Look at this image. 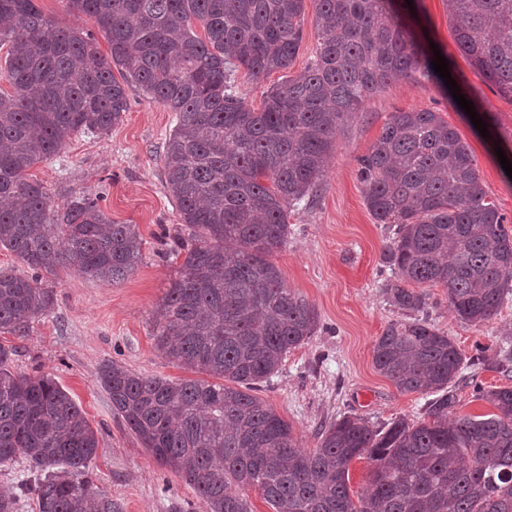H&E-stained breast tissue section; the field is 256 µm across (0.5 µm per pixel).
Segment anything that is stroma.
Returning a JSON list of instances; mask_svg holds the SVG:
<instances>
[{"label":"stroma","instance_id":"35a3bbf8","mask_svg":"<svg viewBox=\"0 0 512 512\" xmlns=\"http://www.w3.org/2000/svg\"><path fill=\"white\" fill-rule=\"evenodd\" d=\"M36 4L59 26L94 36L100 51H107L106 39L88 16L69 11L63 0ZM318 7L319 0H305L302 41L287 69L259 79L238 70L237 94L246 106L259 107L264 91L305 70L317 47ZM413 29L425 43L438 46L462 94L487 117L489 134L475 131L436 84L411 74L390 83L345 122L317 192L289 209L288 242L271 260L285 284L315 307L319 324L307 342L288 351L258 395L292 425L304 449L316 447L321 426L345 415L361 416L377 428L401 417L424 418L425 397L399 392L372 362L378 336L405 313L388 302L382 288L389 274L382 257L391 227L376 223L368 211L357 160L391 113L439 111L470 145L489 200L512 218V185L495 154L499 146L512 149V100L461 53L445 0H416ZM174 124L173 112L162 103L134 95L108 134H76L59 154L29 169V178L45 186L54 208L91 194L113 221L137 225L142 259L124 281L113 284L58 267L43 277L54 295L47 315L35 319L26 336L0 333V345L16 351L13 373L51 376L84 413L98 439L85 477L119 512H204L193 490L161 466L113 412L98 377L100 367L111 361L149 377L189 375L153 337L155 308L180 265L165 255L162 238L185 232L161 161ZM426 312L467 357L512 334V300L489 323L470 325L451 311L446 289L435 287Z\"/></svg>","mask_w":512,"mask_h":512}]
</instances>
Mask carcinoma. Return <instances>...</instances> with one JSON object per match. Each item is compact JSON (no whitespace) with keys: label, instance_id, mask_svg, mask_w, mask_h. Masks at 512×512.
<instances>
[{"label":"carcinoma","instance_id":"carcinoma-1","mask_svg":"<svg viewBox=\"0 0 512 512\" xmlns=\"http://www.w3.org/2000/svg\"><path fill=\"white\" fill-rule=\"evenodd\" d=\"M94 20L109 52L59 28L35 0H0L12 91H0V249L33 274L0 268V331L23 337L53 302L42 274L62 265L117 283L143 239L112 221L98 198L53 209L26 177L78 133L106 134L130 96L175 114L165 139L166 182L189 238L154 320L156 346L205 377H147L109 362L99 380L143 447L171 468L206 512H250L240 488L273 512H512V387L478 397L496 413L456 412L465 358L418 313L443 287L463 322H490L512 296V234L487 200L470 147L440 113H391L359 159L365 202L394 225L383 252L390 302L410 318L373 347L375 369L402 393L428 398V421L374 428L356 415L297 446L292 425L257 395L284 355L309 340L315 308L269 260L288 238V208L319 186L343 123L389 83L420 73L442 84L399 0H319L311 65L263 93L236 96L232 74L254 78L290 66L305 0H65ZM461 51L512 99V0H446ZM200 23L204 35L193 30ZM119 69L115 77L113 68ZM0 346V465L19 459L31 479L20 496L39 512H118L79 478L98 440L69 394L47 376L15 375ZM372 463L368 490L349 493L352 462Z\"/></svg>","mask_w":512,"mask_h":512}]
</instances>
